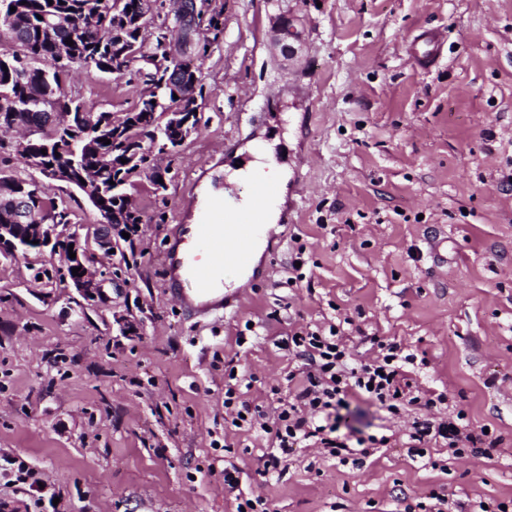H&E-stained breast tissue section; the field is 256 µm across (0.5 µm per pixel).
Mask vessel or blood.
Returning a JSON list of instances; mask_svg holds the SVG:
<instances>
[{"mask_svg": "<svg viewBox=\"0 0 512 512\" xmlns=\"http://www.w3.org/2000/svg\"><path fill=\"white\" fill-rule=\"evenodd\" d=\"M439 44V33L421 36L413 56L416 64L434 61ZM278 194L276 183H259L250 211L234 208L224 195H209L196 218L179 225L177 242L165 252L163 265L167 289L188 315L216 316L238 301L236 288L228 285L224 274H253L256 250L276 238L274 225L257 223L255 212Z\"/></svg>", "mask_w": 512, "mask_h": 512, "instance_id": "obj_1", "label": "vessel or blood"}]
</instances>
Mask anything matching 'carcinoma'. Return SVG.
Listing matches in <instances>:
<instances>
[{
  "label": "carcinoma",
  "mask_w": 512,
  "mask_h": 512,
  "mask_svg": "<svg viewBox=\"0 0 512 512\" xmlns=\"http://www.w3.org/2000/svg\"><path fill=\"white\" fill-rule=\"evenodd\" d=\"M15 11H10L11 7ZM118 7L130 17L150 11L149 0H0V35L9 38L17 50L0 63V120L14 122L25 129H36L32 138L17 148L23 163L41 154L45 146L59 153L52 160L59 166L72 163L96 171L104 187L102 217L112 220L119 214L126 225L144 224V214L127 209L126 185L147 176L163 189L166 170L152 156V148H176L164 139L161 122L168 112H190L193 122L201 121L197 113L203 85L189 87L184 83L183 67L193 66L196 73L224 33V13L218 12L197 24L198 31L185 65L164 67L156 72L151 88L140 95L132 121L122 131L112 129V114L98 112L95 105L74 99L65 91L67 79L75 66L94 67L101 72L132 73L137 57L163 54L160 39L148 44L141 27L124 28L112 24V9ZM64 13L69 25L51 30L46 17ZM72 40L73 45L66 44ZM110 140L105 144L103 139ZM126 163H121V160ZM23 200L31 224H58L68 231L70 212L47 196L44 185L35 179L18 180L0 177V224H14L11 199Z\"/></svg>",
  "instance_id": "cac0c4a2"
}]
</instances>
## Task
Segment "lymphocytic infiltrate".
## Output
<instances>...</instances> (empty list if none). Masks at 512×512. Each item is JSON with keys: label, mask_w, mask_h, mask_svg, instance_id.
<instances>
[{"label": "lymphocytic infiltrate", "mask_w": 512, "mask_h": 512, "mask_svg": "<svg viewBox=\"0 0 512 512\" xmlns=\"http://www.w3.org/2000/svg\"><path fill=\"white\" fill-rule=\"evenodd\" d=\"M349 338L343 330H307L281 337L279 348L304 358L308 369L289 399L281 401L272 415H265L261 405L244 398L237 385H224V411L240 427L258 428L269 434L271 446L262 455L263 474L284 473L287 462L301 444L316 445L325 459L360 469L375 449L388 447L389 437L369 436L351 439L340 434L339 411L349 398L370 401L389 413H399L410 406L432 408L445 403V393L413 392L405 370L414 363L415 354L394 339L370 337L375 354L354 360L349 352ZM464 411L446 419L414 418L409 431L408 454L425 458L431 444L444 442L452 456L471 454L492 458L504 443L503 436L470 430Z\"/></svg>", "instance_id": "obj_1"}]
</instances>
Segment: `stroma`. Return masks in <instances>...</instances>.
I'll use <instances>...</instances> for the list:
<instances>
[{
    "instance_id": "stroma-1",
    "label": "stroma",
    "mask_w": 512,
    "mask_h": 512,
    "mask_svg": "<svg viewBox=\"0 0 512 512\" xmlns=\"http://www.w3.org/2000/svg\"><path fill=\"white\" fill-rule=\"evenodd\" d=\"M218 4L202 119L159 155L166 189L145 177L129 187L149 221L117 252L95 251L100 292L36 279L64 266L51 249L0 258V512H233L228 461L242 493L275 512H404L433 490L462 512L512 499V0ZM284 14L301 32L289 58L275 44ZM425 30L449 48L423 69L409 43ZM65 90L117 115L141 87L79 66ZM260 141L288 167L283 244L241 305L187 319L163 286L162 253L201 188L252 192L224 167ZM48 194L81 232L101 223L71 185ZM339 322L355 359L374 335L425 354L408 377L447 394L434 416L464 409L471 428L504 436L500 452L454 459L437 447L436 467L420 466L405 445L414 410L394 417L353 398L341 432L386 434L389 447L357 471L302 447L280 478L260 476L270 442L225 422V362L254 375L249 398L274 407L305 369L276 339ZM248 325L251 342L237 345ZM13 458L34 486L9 482Z\"/></svg>"
}]
</instances>
